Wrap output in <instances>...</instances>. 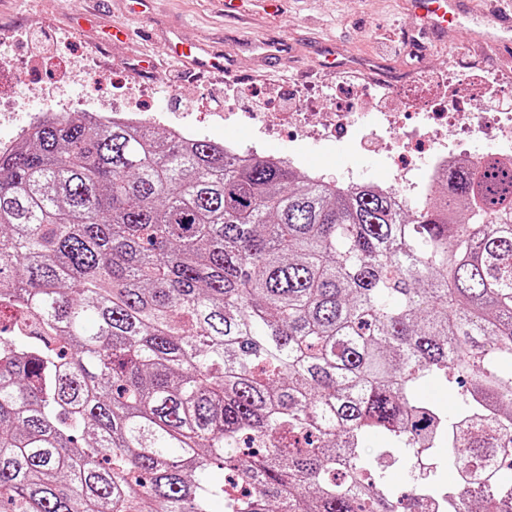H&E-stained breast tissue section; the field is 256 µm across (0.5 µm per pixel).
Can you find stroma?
I'll return each instance as SVG.
<instances>
[{"label":"stroma","mask_w":512,"mask_h":512,"mask_svg":"<svg viewBox=\"0 0 512 512\" xmlns=\"http://www.w3.org/2000/svg\"><path fill=\"white\" fill-rule=\"evenodd\" d=\"M137 36L106 40L114 22ZM481 23L461 18L457 28L425 34L408 0H242L228 15L218 0H0V51L12 60L0 75V138L8 139L34 111L76 112L91 105L122 109L136 102L157 131L190 127L217 142L302 159L300 172L318 171L351 183L394 179L385 164L393 137L362 155L348 143H320L317 132L353 112H425L442 85L453 84L465 111H512V84L494 97L477 96L489 75L512 71V56L479 40ZM175 31L207 37L231 64L227 73L184 75L165 62L154 79L135 69L139 56L158 54L157 37ZM388 42H381L380 33ZM56 46L52 59L30 54L31 38ZM281 45L276 61L266 54ZM315 108L312 121L288 119L289 98ZM278 123L283 135L266 138Z\"/></svg>","instance_id":"1"}]
</instances>
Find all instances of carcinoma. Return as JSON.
Here are the masks:
<instances>
[{
	"label": "carcinoma",
	"mask_w": 512,
	"mask_h": 512,
	"mask_svg": "<svg viewBox=\"0 0 512 512\" xmlns=\"http://www.w3.org/2000/svg\"><path fill=\"white\" fill-rule=\"evenodd\" d=\"M447 188L51 113L0 152V512H412L372 437L512 512V167Z\"/></svg>",
	"instance_id": "cac0c4a2"
}]
</instances>
